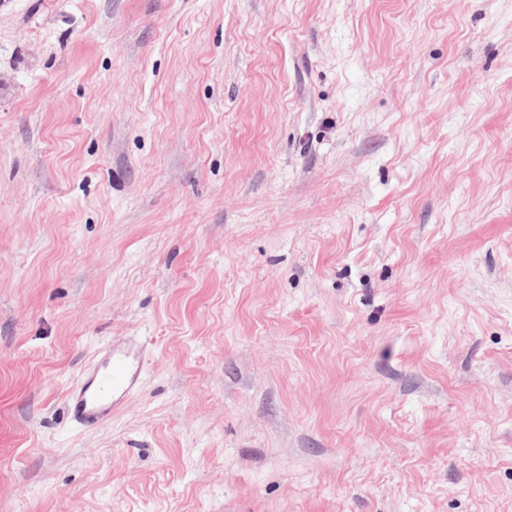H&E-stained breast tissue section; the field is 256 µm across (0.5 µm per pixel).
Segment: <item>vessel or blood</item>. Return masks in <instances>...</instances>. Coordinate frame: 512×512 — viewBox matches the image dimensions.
<instances>
[{
	"mask_svg": "<svg viewBox=\"0 0 512 512\" xmlns=\"http://www.w3.org/2000/svg\"><path fill=\"white\" fill-rule=\"evenodd\" d=\"M146 365L144 348L132 340L108 343L85 364L66 399L74 420L85 427L107 424L134 394Z\"/></svg>",
	"mask_w": 512,
	"mask_h": 512,
	"instance_id": "vessel-or-blood-1",
	"label": "vessel or blood"
}]
</instances>
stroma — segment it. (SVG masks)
I'll use <instances>...</instances> for the list:
<instances>
[{
	"label": "stroma",
	"mask_w": 512,
	"mask_h": 512,
	"mask_svg": "<svg viewBox=\"0 0 512 512\" xmlns=\"http://www.w3.org/2000/svg\"><path fill=\"white\" fill-rule=\"evenodd\" d=\"M0 512H512V0H0ZM146 357L142 345L132 340H114L85 364L66 399L73 419L97 428L134 394L142 379Z\"/></svg>",
	"instance_id": "1"
}]
</instances>
